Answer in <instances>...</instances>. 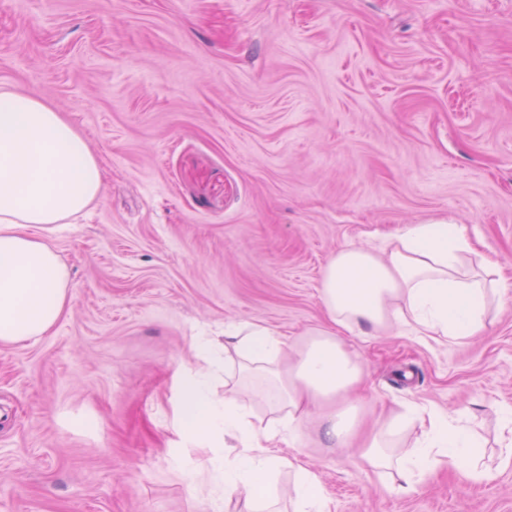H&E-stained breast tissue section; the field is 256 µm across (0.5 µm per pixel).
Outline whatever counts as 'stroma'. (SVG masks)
<instances>
[{
  "label": "stroma",
  "mask_w": 512,
  "mask_h": 512,
  "mask_svg": "<svg viewBox=\"0 0 512 512\" xmlns=\"http://www.w3.org/2000/svg\"><path fill=\"white\" fill-rule=\"evenodd\" d=\"M0 86L87 138L104 189L48 236L50 335L0 346V512H201L178 433L201 336L321 328V271L408 224L467 225L512 268V0H0ZM370 418L456 409L496 449L512 307L461 344L355 336ZM332 512H512V469L388 489L297 443Z\"/></svg>",
  "instance_id": "obj_1"
}]
</instances>
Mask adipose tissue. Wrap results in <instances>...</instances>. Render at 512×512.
Here are the masks:
<instances>
[{"instance_id": "obj_1", "label": "adipose tissue", "mask_w": 512, "mask_h": 512, "mask_svg": "<svg viewBox=\"0 0 512 512\" xmlns=\"http://www.w3.org/2000/svg\"><path fill=\"white\" fill-rule=\"evenodd\" d=\"M102 188L101 165L84 135L42 97L0 88V345L49 335L69 288L67 267L44 230L83 213ZM478 255L477 266L465 265ZM498 261L478 254L466 225L446 220L409 224L382 249L344 246L325 265L320 282L323 328L293 340L260 323L224 333V395L207 372L181 385L179 431L206 444L224 501L243 499V512H278L276 477H294L291 512H330L318 474L278 445L294 442L316 420L326 448L356 457L410 493L431 473L446 470L466 482L492 481L512 468V407L496 405L497 452L485 455L470 417L455 410L405 406L390 427L367 428L356 395L365 378L349 336L390 333L461 343L493 325L512 303V285L497 276ZM275 419L262 424L255 403ZM413 441L391 452L395 430ZM238 453L226 458L224 446Z\"/></svg>"}]
</instances>
